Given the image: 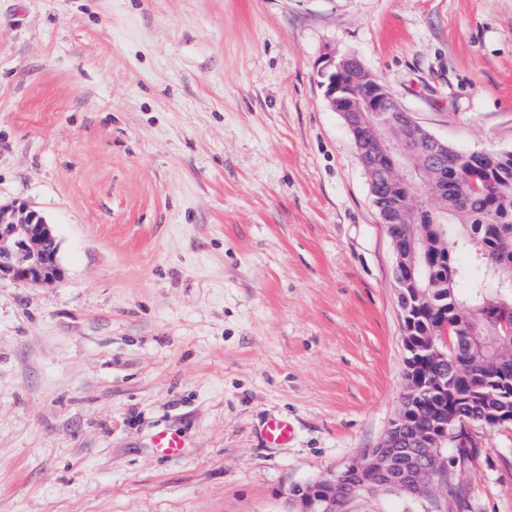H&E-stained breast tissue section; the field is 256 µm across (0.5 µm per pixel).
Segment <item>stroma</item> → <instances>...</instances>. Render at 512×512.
Instances as JSON below:
<instances>
[{
    "mask_svg": "<svg viewBox=\"0 0 512 512\" xmlns=\"http://www.w3.org/2000/svg\"><path fill=\"white\" fill-rule=\"evenodd\" d=\"M346 54L450 148L512 151V0H0V201L65 270L0 280V512H297L378 446L405 354L319 75ZM472 437L428 497L343 512H512V427ZM262 434L267 445L279 447L293 439L294 427L287 418H272L265 423ZM154 446L160 455L164 458H177L184 448L183 441L175 434L168 430H159L154 436Z\"/></svg>",
    "mask_w": 512,
    "mask_h": 512,
    "instance_id": "35a3bbf8",
    "label": "stroma"
}]
</instances>
